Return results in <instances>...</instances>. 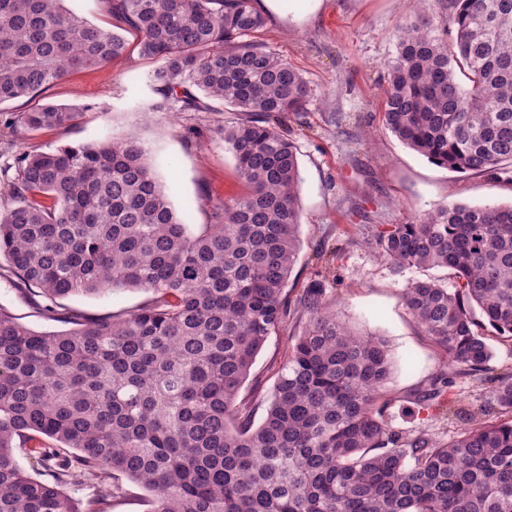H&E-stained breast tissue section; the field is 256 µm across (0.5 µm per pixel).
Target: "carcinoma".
Wrapping results in <instances>:
<instances>
[{
    "label": "carcinoma",
    "mask_w": 512,
    "mask_h": 512,
    "mask_svg": "<svg viewBox=\"0 0 512 512\" xmlns=\"http://www.w3.org/2000/svg\"><path fill=\"white\" fill-rule=\"evenodd\" d=\"M65 0H0V104L31 99L75 71L134 48L160 65L156 112H238L215 126L241 194L193 229L176 215L133 137L25 151L0 172V277L58 315L57 300L143 290L127 313L63 316L37 332L0 305V512H99L67 486L120 474L153 493L152 512H512V371L468 422L442 436L394 429L385 414V341L351 331L323 288L283 362L259 425L237 406L268 337L288 316L300 249L298 147L280 129L313 89L251 40L253 0H106L100 26ZM447 40L422 11L400 26L384 120L408 147L453 171L512 167V0H450ZM133 39H128L125 33ZM83 109L18 115L27 133L76 124ZM394 268H449L404 303L449 367L423 408L461 375L489 371L486 319L512 338V203H455L375 238ZM69 448L71 454L61 453ZM41 470L29 473L16 451Z\"/></svg>",
    "instance_id": "cac0c4a2"
}]
</instances>
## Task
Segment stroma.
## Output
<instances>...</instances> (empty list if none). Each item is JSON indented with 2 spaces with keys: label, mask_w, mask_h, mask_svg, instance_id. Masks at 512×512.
Masks as SVG:
<instances>
[{
  "label": "stroma",
  "mask_w": 512,
  "mask_h": 512,
  "mask_svg": "<svg viewBox=\"0 0 512 512\" xmlns=\"http://www.w3.org/2000/svg\"><path fill=\"white\" fill-rule=\"evenodd\" d=\"M413 7V0H287L278 10H266V25L256 35L302 73L315 95L304 111L282 121L300 152L301 246L288 280L286 326L268 338L239 393L250 402L254 423L262 422L278 370L305 324L301 302L315 281L324 284L343 322L385 340L393 362L387 414L395 429L446 434L454 428L449 404L489 391L493 376L512 370V340L493 335L488 377L459 378L426 409L414 400L445 354L409 314L402 291L427 279L449 287L453 278L444 268L395 270L378 257L373 241L388 225L416 220L439 206L512 203V171L495 177L451 171L408 148L387 128V64ZM155 66V60L134 53L108 67L71 74L36 98L1 104L0 164L23 151L132 134L185 223H210L213 204L242 189L232 155L213 132L216 121L229 124L239 115L153 111L158 96L147 75ZM49 103L84 113L66 129L30 134L16 125L19 112ZM147 298L146 292L125 290L71 296L58 305L102 318L131 311ZM0 305L36 331L66 328L36 313L29 298L4 278Z\"/></svg>",
  "instance_id": "35a3bbf8"
}]
</instances>
